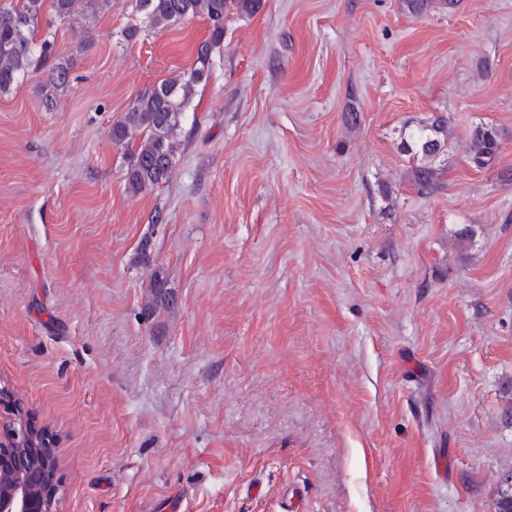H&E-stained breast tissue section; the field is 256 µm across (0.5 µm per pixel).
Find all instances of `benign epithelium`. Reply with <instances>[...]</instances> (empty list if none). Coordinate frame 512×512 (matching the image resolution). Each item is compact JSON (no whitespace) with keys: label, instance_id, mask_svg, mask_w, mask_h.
<instances>
[{"label":"benign epithelium","instance_id":"7a95c632","mask_svg":"<svg viewBox=\"0 0 512 512\" xmlns=\"http://www.w3.org/2000/svg\"><path fill=\"white\" fill-rule=\"evenodd\" d=\"M58 450L17 407L0 419V512H59Z\"/></svg>","mask_w":512,"mask_h":512}]
</instances>
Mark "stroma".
Wrapping results in <instances>:
<instances>
[{"mask_svg":"<svg viewBox=\"0 0 512 512\" xmlns=\"http://www.w3.org/2000/svg\"><path fill=\"white\" fill-rule=\"evenodd\" d=\"M136 19L112 0L56 23L66 94L46 105L34 72L0 95V383L59 450L61 512H494L512 0L231 16L172 177L133 196L110 130L209 35L190 17L127 40ZM441 113L455 139L423 196L399 146ZM481 123L483 168L464 141ZM465 140L471 162L479 168L488 165L497 145L495 130L488 125H475L469 129Z\"/></svg>","mask_w":512,"mask_h":512,"instance_id":"1","label":"stroma"}]
</instances>
